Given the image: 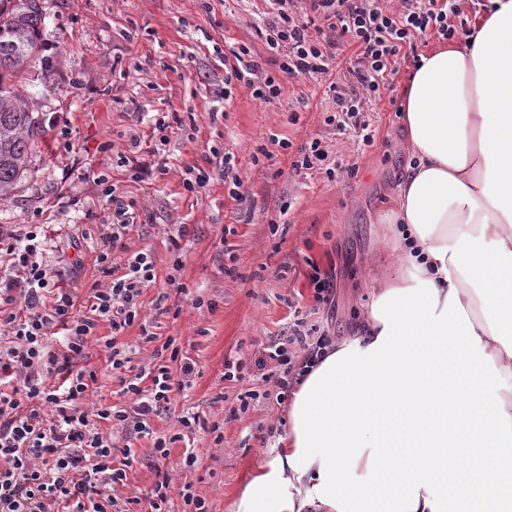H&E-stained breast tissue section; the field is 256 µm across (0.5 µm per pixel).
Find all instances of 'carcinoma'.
<instances>
[{
  "instance_id": "cac0c4a2",
  "label": "carcinoma",
  "mask_w": 512,
  "mask_h": 512,
  "mask_svg": "<svg viewBox=\"0 0 512 512\" xmlns=\"http://www.w3.org/2000/svg\"><path fill=\"white\" fill-rule=\"evenodd\" d=\"M46 18L44 0H0V193L17 187L44 133L40 113L18 101Z\"/></svg>"
}]
</instances>
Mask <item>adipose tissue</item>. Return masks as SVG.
Returning <instances> with one entry per match:
<instances>
[{"label":"adipose tissue","instance_id":"ef3b65f1","mask_svg":"<svg viewBox=\"0 0 512 512\" xmlns=\"http://www.w3.org/2000/svg\"><path fill=\"white\" fill-rule=\"evenodd\" d=\"M398 276L288 399L235 512H512V0L420 53Z\"/></svg>","mask_w":512,"mask_h":512}]
</instances>
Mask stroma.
<instances>
[{"instance_id": "1", "label": "stroma", "mask_w": 512, "mask_h": 512, "mask_svg": "<svg viewBox=\"0 0 512 512\" xmlns=\"http://www.w3.org/2000/svg\"><path fill=\"white\" fill-rule=\"evenodd\" d=\"M48 2L35 61L23 76L24 93L42 112L47 133L27 178L0 196V225L24 232L52 225L47 260L85 279L99 252V226L110 214L104 189L115 186L124 200L135 201L138 226L126 245L153 254L156 281L143 293L136 325L119 341L134 348V363L148 364L154 347L143 343L139 326L158 320L163 336L175 338L195 362L192 384L173 393L174 412L151 426L161 435L178 433V418L187 413L223 421V444L198 432L174 444L166 469L174 487L192 482L210 512H232L260 450L271 446L266 433L281 425L286 409L276 399L250 396L264 391L262 378L275 368L266 347L290 336L298 310L330 341L351 338L371 301V281L399 272L381 217L408 162L395 102L410 69L401 66L373 105L369 146L358 133L323 124L332 101L306 79L284 78L282 100L273 106L235 89L224 114L213 118L208 109L224 78L225 51L244 44L260 60L269 57L256 31L264 0ZM157 112L174 120L161 153L151 123ZM314 134L337 160L356 163L354 175L330 178L315 168H292L298 148ZM282 139L289 149L279 147ZM213 147L232 154L242 200H233L216 174L200 192L185 189V169L203 165ZM261 147L271 157L253 164ZM167 224L187 225L186 236L170 243ZM315 268L333 281L329 302L313 295ZM162 292L178 303V315H157ZM99 333L86 348L97 371L88 402L118 405L123 398L103 343L108 323ZM228 360L242 365L231 381L223 377ZM189 448L198 465L188 474L178 462ZM133 450L126 496L146 493L156 480L150 438L135 439Z\"/></svg>"}]
</instances>
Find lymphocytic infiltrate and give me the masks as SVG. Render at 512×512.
<instances>
[{
  "label": "lymphocytic infiltrate",
  "instance_id": "lymphocytic-infiltrate-1",
  "mask_svg": "<svg viewBox=\"0 0 512 512\" xmlns=\"http://www.w3.org/2000/svg\"><path fill=\"white\" fill-rule=\"evenodd\" d=\"M398 2L389 10L382 0H270L258 34L274 56L273 69L254 60L247 46L230 50L225 85L215 97L231 100L239 86L271 106L281 101L282 77L324 80L333 101L324 124L372 142L367 105L402 65L417 63L419 43L468 30L461 0ZM342 48L356 57L346 92L330 80ZM105 195L113 210L101 224L100 277L81 289L47 263L40 243H23L16 231L0 226V268L9 270L0 276V512H136L143 502L149 512H170L174 488L166 472H158L145 497L115 496L128 481L135 453L103 434L99 424L107 422L128 438L150 436L156 459L166 461L172 440L154 435L151 422L169 410L173 388L188 385L195 366L173 339H160L146 325L142 340L165 345L152 363L133 367L128 352L118 348V336L134 323L144 290L156 280L155 261L148 253L127 255L124 241L138 214L115 189ZM103 322L112 330L105 345L120 393L132 405L89 411L82 402L96 373L80 361ZM328 343L326 335L297 328L287 344L270 345L268 357L278 369L266 380L277 400H286Z\"/></svg>",
  "mask_w": 512,
  "mask_h": 512
}]
</instances>
